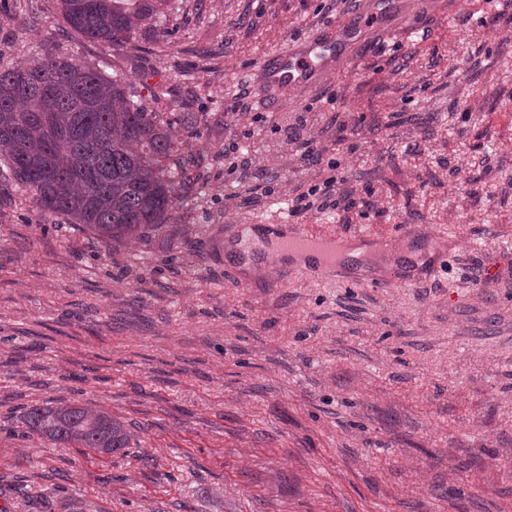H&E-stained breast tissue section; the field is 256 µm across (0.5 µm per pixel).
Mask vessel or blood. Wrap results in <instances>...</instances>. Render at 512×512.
<instances>
[{
  "mask_svg": "<svg viewBox=\"0 0 512 512\" xmlns=\"http://www.w3.org/2000/svg\"><path fill=\"white\" fill-rule=\"evenodd\" d=\"M351 37L348 31L333 36L318 32L304 43L267 57L261 65L259 80L264 99H274L291 86H319L331 64L344 58ZM275 232L278 245L272 256L276 261L298 260L305 273L321 280H338L358 287L367 285L368 276L354 274L347 260L333 257L319 260L317 254L329 240L311 231L307 225L279 224Z\"/></svg>",
  "mask_w": 512,
  "mask_h": 512,
  "instance_id": "b4317fda",
  "label": "vessel or blood"
}]
</instances>
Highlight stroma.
<instances>
[{"label": "stroma", "mask_w": 512, "mask_h": 512, "mask_svg": "<svg viewBox=\"0 0 512 512\" xmlns=\"http://www.w3.org/2000/svg\"><path fill=\"white\" fill-rule=\"evenodd\" d=\"M361 2L171 0L173 38L115 49L59 0H0L1 70L60 54L123 75L146 109L202 116L199 136L175 131L192 191L138 239L105 245L0 186V512H512V27L473 0H402L426 38L359 32L317 90L264 102V58L356 28ZM301 116L319 161L271 129ZM232 138L248 174L224 166ZM332 173L356 206L296 221L373 234L372 286L248 275L211 241L280 222ZM437 248L447 264L391 285L401 254ZM60 403L121 416L134 444L94 457L26 436V408Z\"/></svg>", "instance_id": "stroma-1"}]
</instances>
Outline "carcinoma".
I'll return each instance as SVG.
<instances>
[{"mask_svg": "<svg viewBox=\"0 0 512 512\" xmlns=\"http://www.w3.org/2000/svg\"><path fill=\"white\" fill-rule=\"evenodd\" d=\"M62 17L83 38L123 48L146 28L164 39L168 0H60ZM193 112H150L125 79H108L69 58L43 55L0 70V181L31 195L46 216H63L108 244L172 219L192 189L169 175L178 125L198 134ZM24 433L55 445L110 456L130 447L125 423L82 404L32 406Z\"/></svg>", "mask_w": 512, "mask_h": 512, "instance_id": "carcinoma-1", "label": "carcinoma"}]
</instances>
